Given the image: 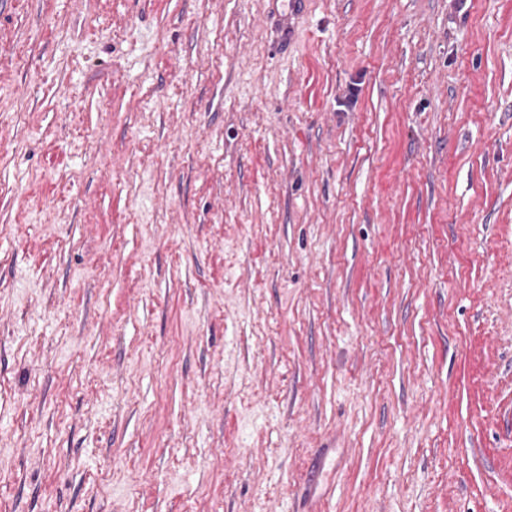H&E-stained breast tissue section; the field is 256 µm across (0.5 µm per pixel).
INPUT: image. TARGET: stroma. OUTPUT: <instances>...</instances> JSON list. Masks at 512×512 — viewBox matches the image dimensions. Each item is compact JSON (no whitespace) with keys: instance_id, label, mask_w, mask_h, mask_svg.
I'll return each mask as SVG.
<instances>
[{"instance_id":"obj_1","label":"stroma","mask_w":512,"mask_h":512,"mask_svg":"<svg viewBox=\"0 0 512 512\" xmlns=\"http://www.w3.org/2000/svg\"><path fill=\"white\" fill-rule=\"evenodd\" d=\"M0 512H512V0H0Z\"/></svg>"}]
</instances>
